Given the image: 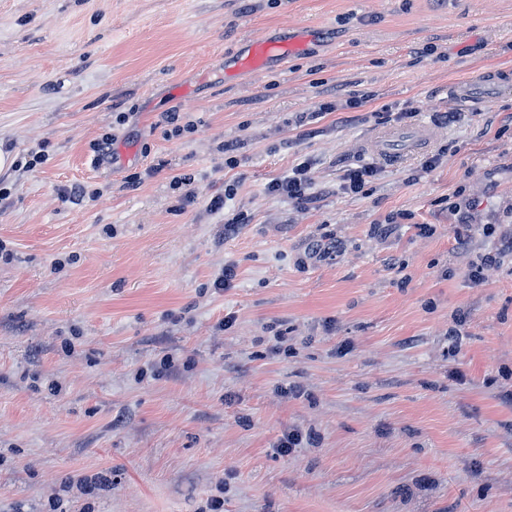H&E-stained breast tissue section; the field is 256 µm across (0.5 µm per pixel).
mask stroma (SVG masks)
Segmentation results:
<instances>
[{"label": "stroma", "instance_id": "35a3bbf8", "mask_svg": "<svg viewBox=\"0 0 512 512\" xmlns=\"http://www.w3.org/2000/svg\"><path fill=\"white\" fill-rule=\"evenodd\" d=\"M301 27L286 63L225 70ZM490 67L512 0H0V512H512V87L439 120ZM425 126L399 164L366 149ZM305 159V207L269 193ZM377 173L373 164H351L344 170L341 189L344 193L359 194L364 192V187L369 178Z\"/></svg>", "mask_w": 512, "mask_h": 512}]
</instances>
